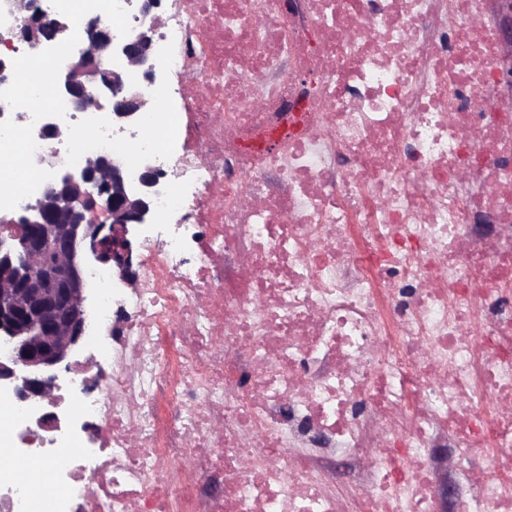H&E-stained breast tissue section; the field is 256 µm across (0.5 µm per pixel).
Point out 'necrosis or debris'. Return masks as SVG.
I'll list each match as a JSON object with an SVG mask.
<instances>
[{"label": "necrosis or debris", "instance_id": "1", "mask_svg": "<svg viewBox=\"0 0 512 512\" xmlns=\"http://www.w3.org/2000/svg\"><path fill=\"white\" fill-rule=\"evenodd\" d=\"M489 10L0 0V237L49 169L116 152L162 172L137 282L85 326L101 364L31 413L4 398L0 446L27 452L0 512H438L443 439L459 512H512V104ZM35 11L154 26L176 85L126 69L148 111L87 120L63 52L18 35ZM336 452L364 464L356 489Z\"/></svg>", "mask_w": 512, "mask_h": 512}]
</instances>
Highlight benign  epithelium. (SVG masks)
Wrapping results in <instances>:
<instances>
[{
	"instance_id": "obj_1",
	"label": "benign epithelium",
	"mask_w": 512,
	"mask_h": 512,
	"mask_svg": "<svg viewBox=\"0 0 512 512\" xmlns=\"http://www.w3.org/2000/svg\"><path fill=\"white\" fill-rule=\"evenodd\" d=\"M495 18L502 46L501 62L512 76V0H495ZM76 37L64 20L29 17L22 38L32 47L64 45ZM82 47L62 78V92L81 112L104 108L123 129L148 109L140 90L127 88L124 69L141 70L149 83L160 75L155 29L141 26L116 38L90 22ZM161 172L151 160L135 172L115 155H98L77 172L64 169L43 186L35 204L20 217L24 231L0 240V342L10 347L0 363V382H22L15 391L23 403L47 399L57 370L69 359L84 334L89 296V259L112 266V275L130 285L137 277L133 236L152 220L153 197ZM102 201L111 224L92 218Z\"/></svg>"
}]
</instances>
